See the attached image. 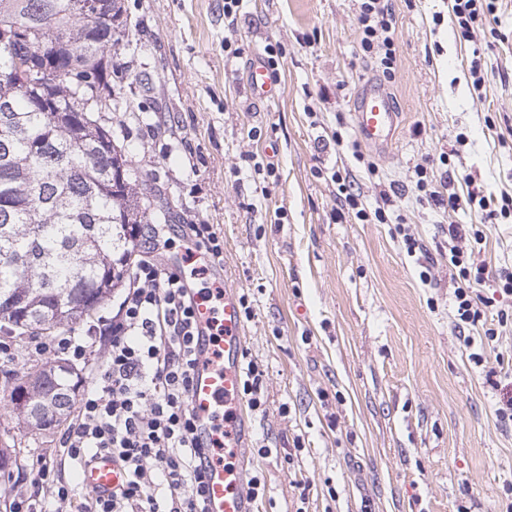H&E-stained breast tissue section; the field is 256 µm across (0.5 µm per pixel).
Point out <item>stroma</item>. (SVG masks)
I'll return each mask as SVG.
<instances>
[{"mask_svg": "<svg viewBox=\"0 0 512 512\" xmlns=\"http://www.w3.org/2000/svg\"><path fill=\"white\" fill-rule=\"evenodd\" d=\"M398 66L384 82L360 51L357 0H124L127 35L112 62L119 106L112 137L130 173L170 223L215 224L224 236L226 285L247 298L244 352L264 371L265 413H251L249 469L261 479L259 512H507L512 424L486 380L512 362V330L475 364L463 339L448 263V225L483 226L473 257L512 267V217L485 222L479 207L418 201L416 167L435 190L512 195V0L497 20L459 40L450 0H388ZM280 45L281 92L249 99L245 71ZM241 48V57L230 48ZM487 50L481 85L473 49ZM385 84L400 114L394 142L352 155V112L370 84ZM341 141H334V134ZM277 154H269V147ZM375 172H368V165ZM350 175L367 209L398 191L390 216L341 212L334 172ZM419 243L408 254L404 235ZM64 427L16 442L0 474V512L17 502L52 512L33 481L50 462L85 490L57 455Z\"/></svg>", "mask_w": 512, "mask_h": 512, "instance_id": "stroma-1", "label": "stroma"}]
</instances>
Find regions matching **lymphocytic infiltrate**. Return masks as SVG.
I'll return each instance as SVG.
<instances>
[{"mask_svg": "<svg viewBox=\"0 0 512 512\" xmlns=\"http://www.w3.org/2000/svg\"><path fill=\"white\" fill-rule=\"evenodd\" d=\"M357 21L363 56L376 58L383 78L392 80L397 53L387 4L359 0ZM416 174V189L435 206L475 203L490 219L512 211V198L496 202L472 193L445 197L428 189L424 169ZM148 230L156 242L131 267L112 318V340L103 352H95L91 338L73 333L49 340L35 336L24 348L31 357L64 355L73 363L94 355L102 358L99 379L83 389L61 443L79 467L98 453L111 454L125 480L109 495L87 494L81 512H208L203 464L210 450L199 441L197 417L188 403L191 376L200 360L195 290L185 271L167 269L163 257L170 240L160 239L157 225ZM179 230L182 244L208 256L209 268L221 266L224 239L212 225L183 224ZM484 239L482 230L448 227V260L463 280L454 291L456 315L463 324L481 326V343L490 346L501 328L512 325V310L503 307L512 300V272L501 270L490 279L485 267L468 270V249L479 248ZM488 279L495 284L491 297L480 291ZM491 308L497 324L487 327L483 321Z\"/></svg>", "mask_w": 512, "mask_h": 512, "instance_id": "f902f5d3", "label": "lymphocytic infiltrate"}]
</instances>
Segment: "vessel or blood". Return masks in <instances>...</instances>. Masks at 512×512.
I'll list each match as a JSON object with an SVG mask.
<instances>
[{
  "label": "vessel or blood",
  "instance_id": "vessel-or-blood-1",
  "mask_svg": "<svg viewBox=\"0 0 512 512\" xmlns=\"http://www.w3.org/2000/svg\"><path fill=\"white\" fill-rule=\"evenodd\" d=\"M249 95L254 102L276 98L279 84L259 57L248 64ZM360 140L372 146L392 142L398 128L388 91L368 87L354 109ZM202 355L189 392L204 441L213 445L205 474L209 512H256L247 490L249 432L240 402L244 354L243 313L238 292L225 288L220 301L207 294L195 297ZM123 481L120 467L111 456H95L80 471V482L90 492L107 494Z\"/></svg>",
  "mask_w": 512,
  "mask_h": 512
}]
</instances>
